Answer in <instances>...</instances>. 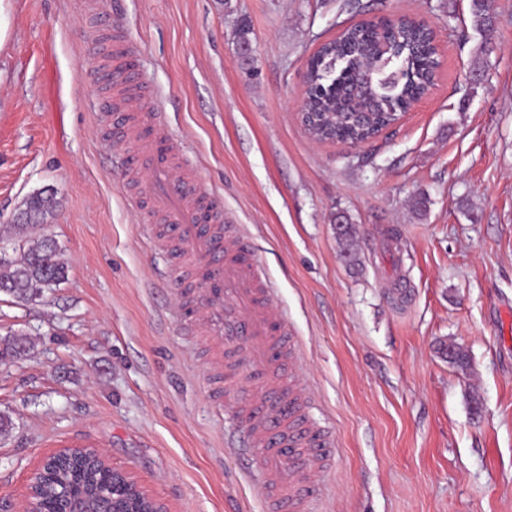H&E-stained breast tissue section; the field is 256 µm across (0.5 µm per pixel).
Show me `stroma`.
Wrapping results in <instances>:
<instances>
[{
  "label": "stroma",
  "instance_id": "stroma-1",
  "mask_svg": "<svg viewBox=\"0 0 512 512\" xmlns=\"http://www.w3.org/2000/svg\"><path fill=\"white\" fill-rule=\"evenodd\" d=\"M104 0L164 99L152 117L186 147L275 287L304 360L311 423L332 431L307 512H512V0H496L480 81L470 0ZM435 28V86L358 146L311 141L297 119L308 58L360 19ZM246 20L252 63L234 33ZM84 0H0V245L26 199L53 189L44 228L67 277L32 302L0 293V505L24 506L39 459L100 448L170 512H265L257 456L225 447L210 361L182 320L170 254L142 236L118 137L99 118ZM426 198L427 210L413 203ZM345 214L352 246L336 234ZM465 351L466 368L445 347Z\"/></svg>",
  "mask_w": 512,
  "mask_h": 512
}]
</instances>
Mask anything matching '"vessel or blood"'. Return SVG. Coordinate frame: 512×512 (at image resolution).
<instances>
[{
	"label": "vessel or blood",
	"instance_id": "vessel-or-blood-1",
	"mask_svg": "<svg viewBox=\"0 0 512 512\" xmlns=\"http://www.w3.org/2000/svg\"><path fill=\"white\" fill-rule=\"evenodd\" d=\"M95 43L112 103L116 130L150 174L149 209L160 226H149L154 242L177 250L182 267L198 283L196 331L215 367L232 357L224 384L244 389L240 423L247 450L261 454V488L270 512H302L323 493L303 482L302 459L326 465L336 455L333 440L310 426L303 389L277 369L281 360L296 363L298 350L288 319L272 301V285L225 214L212 188L190 173V158L165 126H147L148 107L159 104L136 66L139 54L126 30L100 21Z\"/></svg>",
	"mask_w": 512,
	"mask_h": 512
}]
</instances>
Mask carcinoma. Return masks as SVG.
Segmentation results:
<instances>
[{
    "instance_id": "carcinoma-1",
    "label": "carcinoma",
    "mask_w": 512,
    "mask_h": 512,
    "mask_svg": "<svg viewBox=\"0 0 512 512\" xmlns=\"http://www.w3.org/2000/svg\"><path fill=\"white\" fill-rule=\"evenodd\" d=\"M471 25L489 31L497 22L494 0H471ZM441 63L432 31L406 21L397 28L374 29L365 23L343 28L311 56L306 87L315 111L328 112L315 127L323 141L362 142L398 119L411 102L434 84ZM24 224L10 225L15 237L48 223L56 208L55 194L42 191L28 197ZM67 276L56 240L44 235L28 244L18 259L0 262V292L17 298L39 296L57 287ZM27 349L26 340L0 339V363ZM112 489V469L88 456L62 459L46 466L37 477L40 505L56 507L64 493L94 496Z\"/></svg>"
}]
</instances>
